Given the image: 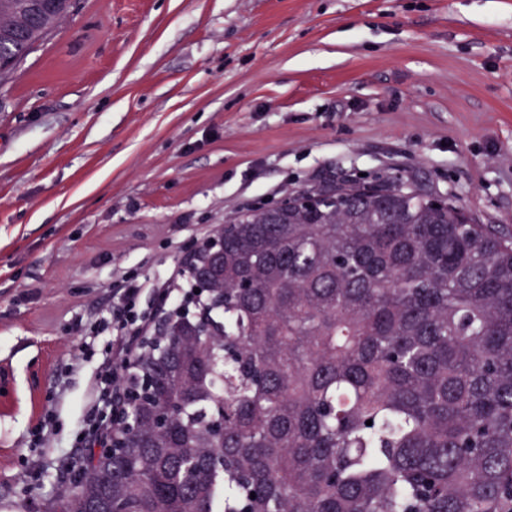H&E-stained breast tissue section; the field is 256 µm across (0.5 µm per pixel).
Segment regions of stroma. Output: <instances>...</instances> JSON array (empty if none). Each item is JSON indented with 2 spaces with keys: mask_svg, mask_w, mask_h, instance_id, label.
Instances as JSON below:
<instances>
[{
  "mask_svg": "<svg viewBox=\"0 0 512 512\" xmlns=\"http://www.w3.org/2000/svg\"><path fill=\"white\" fill-rule=\"evenodd\" d=\"M512 237V0H76L0 86V512H51L123 279L329 180ZM59 432L31 445L40 417Z\"/></svg>",
  "mask_w": 512,
  "mask_h": 512,
  "instance_id": "stroma-1",
  "label": "stroma"
}]
</instances>
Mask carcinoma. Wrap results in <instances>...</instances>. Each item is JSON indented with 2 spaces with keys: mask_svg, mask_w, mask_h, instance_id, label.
<instances>
[{
  "mask_svg": "<svg viewBox=\"0 0 512 512\" xmlns=\"http://www.w3.org/2000/svg\"><path fill=\"white\" fill-rule=\"evenodd\" d=\"M72 8L0 0V56L20 63ZM212 282L138 355L128 383L154 397L124 447L85 457L54 512L106 493L120 512H512V238L345 179L224 225Z\"/></svg>",
  "mask_w": 512,
  "mask_h": 512,
  "instance_id": "obj_1",
  "label": "carcinoma"
}]
</instances>
